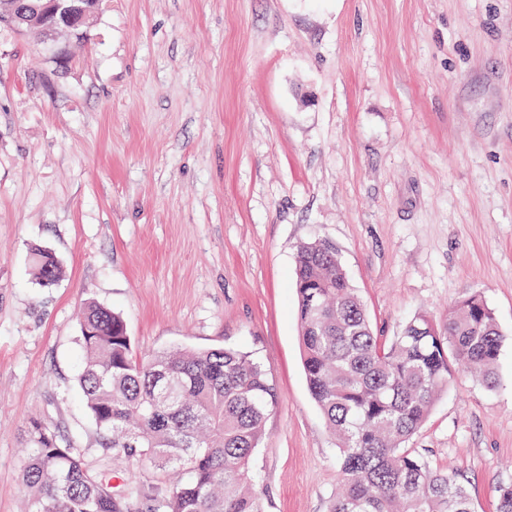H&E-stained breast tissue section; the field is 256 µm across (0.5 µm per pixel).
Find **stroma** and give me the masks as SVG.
I'll return each instance as SVG.
<instances>
[{"instance_id": "1", "label": "stroma", "mask_w": 512, "mask_h": 512, "mask_svg": "<svg viewBox=\"0 0 512 512\" xmlns=\"http://www.w3.org/2000/svg\"><path fill=\"white\" fill-rule=\"evenodd\" d=\"M332 245L374 332L478 292L495 386L456 375L409 448L475 512L512 481V0H102L64 64L0 29V512L30 417L118 489L81 398L80 312L135 354L250 351L278 403L250 463L266 512H328L338 441L308 390L298 245ZM59 282L39 287L31 250ZM46 252L52 255L50 252ZM48 254L40 248H34L32 250L31 261L33 275L42 287L52 286L62 275V267L59 261Z\"/></svg>"}]
</instances>
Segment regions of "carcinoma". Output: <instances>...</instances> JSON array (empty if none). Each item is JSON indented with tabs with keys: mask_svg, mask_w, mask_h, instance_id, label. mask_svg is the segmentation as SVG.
Listing matches in <instances>:
<instances>
[{
	"mask_svg": "<svg viewBox=\"0 0 512 512\" xmlns=\"http://www.w3.org/2000/svg\"><path fill=\"white\" fill-rule=\"evenodd\" d=\"M31 261L43 287L62 275L40 248ZM295 275L309 390L339 442L342 478L330 512H473L462 483L429 470L404 445L454 367L495 384L502 338L484 297L465 295L441 324L418 315L388 345L374 334L333 246L300 245ZM81 344L78 386L102 446L180 471L146 512H265L250 459L277 392L249 352L176 348L138 356L122 316L95 302L83 309ZM26 441V512H129L139 498L115 493L110 473L85 468L35 419Z\"/></svg>",
	"mask_w": 512,
	"mask_h": 512,
	"instance_id": "1",
	"label": "carcinoma"
}]
</instances>
